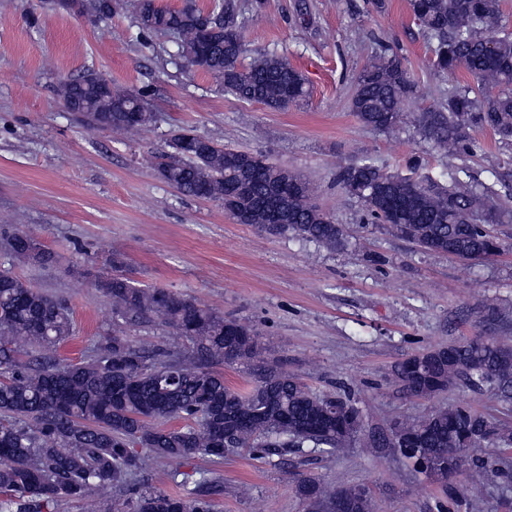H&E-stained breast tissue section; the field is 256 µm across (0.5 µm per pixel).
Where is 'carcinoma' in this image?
<instances>
[{"instance_id":"1","label":"carcinoma","mask_w":512,"mask_h":512,"mask_svg":"<svg viewBox=\"0 0 512 512\" xmlns=\"http://www.w3.org/2000/svg\"><path fill=\"white\" fill-rule=\"evenodd\" d=\"M81 2L74 15L93 22L112 18L118 6L117 0ZM134 7L142 33L172 35L191 65L217 75L237 99L283 110L306 97L302 74L274 54L240 65L247 48L234 0L215 5L207 36L196 0L173 7L134 0ZM407 7L431 44L434 70L464 72L474 80L443 90L436 106L414 116L448 157V183L391 174L369 160L343 167L337 182L360 201L366 223L383 224L426 252L490 259L502 247L492 225L502 222L505 208L493 187L478 190L464 181L466 170L454 161L477 153L479 130L512 142V33L502 23L500 0H407ZM91 73L57 88L85 127L135 135L153 123L144 95L111 88L88 78ZM487 84L501 93L479 97L476 88ZM415 93L402 55L384 46L357 74L350 108L363 125L393 133L401 127L402 104ZM243 154L180 127L168 150L153 156V166L186 196L250 212L264 235L290 234L330 249L342 244L343 228L316 204L306 178L265 158L244 172L237 163ZM284 172L300 191L288 196L283 223L267 224L262 203ZM382 182L413 198L414 206L397 215L368 197ZM0 244L14 260L38 266L50 260L24 224L1 231ZM91 287L112 303L115 322L88 359L65 363L55 351L73 332L67 301L0 269V512H56L67 501L83 502L86 512H109L98 498L107 487L127 492L121 512H215L224 492L218 477L201 478L183 496L132 480L148 457L221 460L239 449L264 458L276 448L336 453L359 447L369 454L391 448L414 473L441 486L436 512H472L490 490L512 488V465L501 457L512 448L511 425L456 405L399 417L366 434L354 401L313 393L269 357L250 326L183 295L136 285L121 253L112 254L109 269L91 275ZM150 317L190 349L148 350L130 340L126 326ZM219 363L242 372L245 388L227 384L215 368ZM392 382L422 398L485 388L512 405V347L476 337L428 348L396 364ZM476 448L485 455L473 454ZM359 489L303 476L296 491L307 512H336L341 502L348 512H374L373 496Z\"/></svg>"}]
</instances>
